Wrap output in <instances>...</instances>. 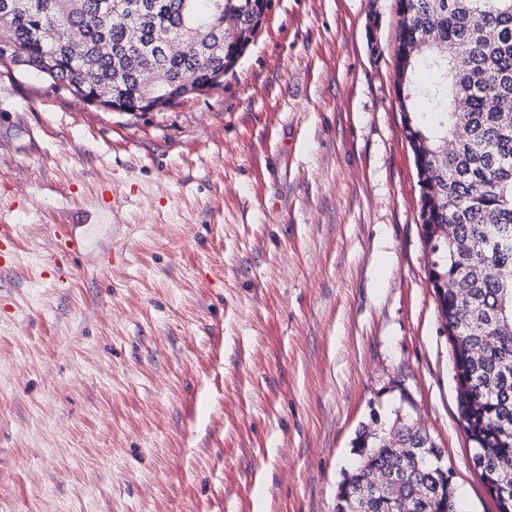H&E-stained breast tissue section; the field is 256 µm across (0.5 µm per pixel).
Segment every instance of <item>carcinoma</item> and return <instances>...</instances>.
I'll return each mask as SVG.
<instances>
[{
	"instance_id": "obj_1",
	"label": "carcinoma",
	"mask_w": 512,
	"mask_h": 512,
	"mask_svg": "<svg viewBox=\"0 0 512 512\" xmlns=\"http://www.w3.org/2000/svg\"><path fill=\"white\" fill-rule=\"evenodd\" d=\"M397 87L412 138L428 149L429 239L437 272L452 283L448 325L473 464L512 487V0H398ZM269 0H0V62L93 102L133 104L149 78L164 110L214 88L234 65ZM361 459L338 488L336 512H443L451 474L419 469L437 454L398 416L391 437L363 435ZM396 476L398 490L370 477Z\"/></svg>"
}]
</instances>
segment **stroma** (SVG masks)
Returning <instances> with one entry per match:
<instances>
[{"mask_svg":"<svg viewBox=\"0 0 512 512\" xmlns=\"http://www.w3.org/2000/svg\"><path fill=\"white\" fill-rule=\"evenodd\" d=\"M397 37V0H270L221 85L160 112L0 65V512H336L359 434L400 414L460 512H495Z\"/></svg>","mask_w":512,"mask_h":512,"instance_id":"35a3bbf8","label":"stroma"}]
</instances>
